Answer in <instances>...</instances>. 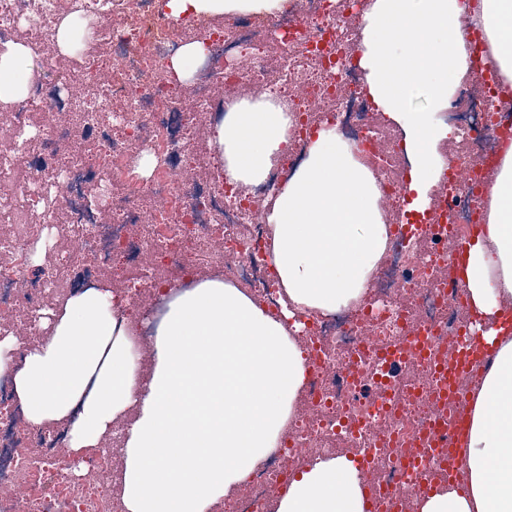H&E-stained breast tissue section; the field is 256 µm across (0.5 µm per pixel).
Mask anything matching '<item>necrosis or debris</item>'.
Returning <instances> with one entry per match:
<instances>
[{
	"label": "necrosis or debris",
	"instance_id": "necrosis-or-debris-1",
	"mask_svg": "<svg viewBox=\"0 0 512 512\" xmlns=\"http://www.w3.org/2000/svg\"><path fill=\"white\" fill-rule=\"evenodd\" d=\"M360 0H288L281 13L207 17L181 27L153 0H0V45L52 41L70 15L87 24L88 40L108 37L79 72L55 71L53 85L31 79L25 99L0 113L10 147L0 150V334L39 335L45 302L62 288L79 293L111 273L126 299L120 314L134 324L132 344L149 361L151 319L162 286L223 273L272 314L281 290L268 256L264 207L307 153L310 134L333 124L377 175L381 205L396 215L369 288L353 308L298 315L297 341L307 382L278 448L259 463L224 512H268L303 462L365 460L363 489L376 512L416 508L423 480L443 475L431 434L463 399H443L442 362L471 323L450 260L487 219L486 181L500 157L501 130L512 132V88L494 62L482 29H473L471 78L448 109L462 144L441 178L434 218L406 213L404 160L375 108L354 61L352 18ZM202 42L207 62L192 83L178 81L170 60L185 40ZM248 87L287 112L288 149L257 185L209 170V150L195 124L221 115ZM56 113L53 124L35 120ZM156 160L143 177L135 160ZM64 208L49 205L52 195ZM76 240L36 280L30 256L47 229ZM0 364V512H125L120 485L122 427L80 472L60 468L69 453L67 423L36 424L18 405L10 371Z\"/></svg>",
	"mask_w": 512,
	"mask_h": 512
}]
</instances>
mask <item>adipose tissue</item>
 <instances>
[{
    "label": "adipose tissue",
    "mask_w": 512,
    "mask_h": 512,
    "mask_svg": "<svg viewBox=\"0 0 512 512\" xmlns=\"http://www.w3.org/2000/svg\"><path fill=\"white\" fill-rule=\"evenodd\" d=\"M285 0H164L170 18L282 10ZM459 0H373L363 18L360 68L368 92L401 132L409 160L410 207L424 211L447 163L439 117L469 73ZM494 60L512 80V0H483L474 19ZM37 65L27 47L0 53V102L23 100ZM427 105L411 109L413 91ZM288 117L241 103L215 128L224 174L246 185L264 180L287 146ZM376 175L336 126L315 132L307 158L277 193L267 221L269 261L286 295L281 316L213 277L170 293L156 331L153 366L131 361L130 323L115 312L111 289L70 296L51 336L28 351L13 374L16 399L36 424L65 421L69 448L98 447L126 419L123 500L127 512H207L278 447L306 380L307 364L287 321L359 301L386 248ZM464 287L489 321L495 343L473 388L460 443L463 490L442 488L420 512H512V335L495 329L512 299V145L489 189L488 221L467 242ZM273 512H363L358 473L345 457L307 464Z\"/></svg>",
    "instance_id": "ef3b65f1"
}]
</instances>
